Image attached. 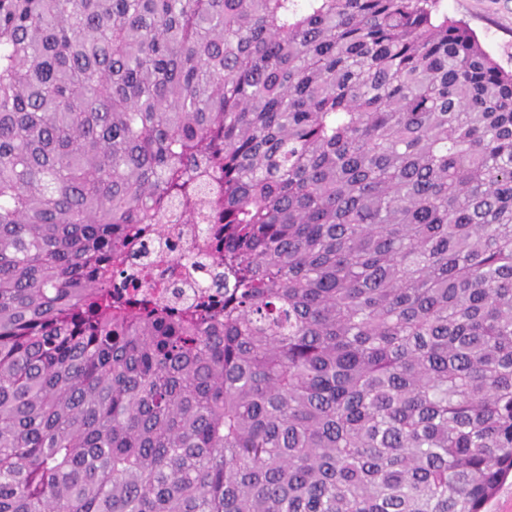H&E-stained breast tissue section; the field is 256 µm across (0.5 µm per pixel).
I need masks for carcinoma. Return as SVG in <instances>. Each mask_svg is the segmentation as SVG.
I'll use <instances>...</instances> for the list:
<instances>
[{
    "instance_id": "carcinoma-1",
    "label": "carcinoma",
    "mask_w": 512,
    "mask_h": 512,
    "mask_svg": "<svg viewBox=\"0 0 512 512\" xmlns=\"http://www.w3.org/2000/svg\"><path fill=\"white\" fill-rule=\"evenodd\" d=\"M437 3L0 0V512H482L512 71ZM212 219L209 217V220L202 221L199 225L200 227H214L215 224H211ZM208 224V225H207ZM199 226H197L199 228ZM181 229H176L172 232L169 237L159 246H155L153 248L154 239L148 241L151 244H148V248L146 249L148 256L143 257L144 255H140L136 257L133 262L142 263L152 261L155 258V255L158 251H162L164 257L162 261L158 262L154 266L153 273L160 274L167 269H172L174 271L175 276H179L180 272L184 270H190L194 273L198 283L202 288H207L210 285V279L206 274L204 269L198 268L196 265L198 257L194 255L193 252V243L195 235L198 234L197 227L193 226H177Z\"/></svg>"
}]
</instances>
